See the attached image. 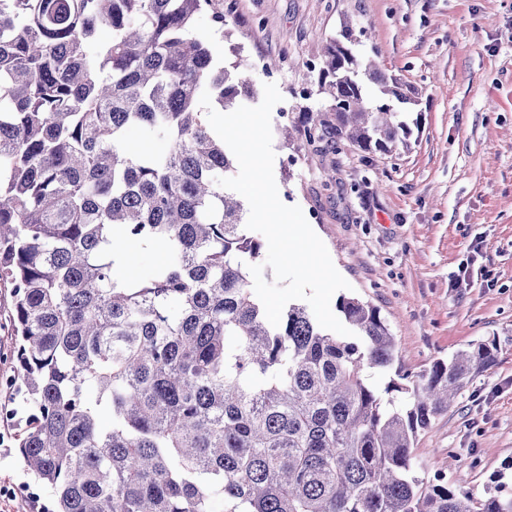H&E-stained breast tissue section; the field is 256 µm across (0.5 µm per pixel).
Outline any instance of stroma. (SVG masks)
<instances>
[{"mask_svg":"<svg viewBox=\"0 0 512 512\" xmlns=\"http://www.w3.org/2000/svg\"><path fill=\"white\" fill-rule=\"evenodd\" d=\"M198 32L253 85L276 84L283 108L327 110L315 94L326 39L366 30L411 103L407 148L395 154L288 146L273 133L279 196L299 206L350 293L389 324L402 368L417 372L493 340L492 366L474 373L417 443L428 474L480 495L512 494V0H218ZM310 98H302L303 90ZM12 423L0 421V512H48L51 492L27 475ZM456 462H449V452Z\"/></svg>","mask_w":512,"mask_h":512,"instance_id":"35a3bbf8","label":"stroma"}]
</instances>
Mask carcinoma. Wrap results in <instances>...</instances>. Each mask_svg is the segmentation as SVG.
Listing matches in <instances>:
<instances>
[{
    "label": "carcinoma",
    "instance_id": "1",
    "mask_svg": "<svg viewBox=\"0 0 512 512\" xmlns=\"http://www.w3.org/2000/svg\"><path fill=\"white\" fill-rule=\"evenodd\" d=\"M211 4L0 0V285L28 406L10 417L50 512H512V494L431 479L415 453L496 343L399 367L384 399L364 370L399 358L375 306L339 299L347 336L301 305L268 322L248 272L262 244L216 183L235 157L199 104L247 97L195 28ZM352 43L327 42L317 93L336 144L391 154L408 146L395 105L410 97ZM280 117L309 142L329 128L309 109ZM148 246L165 260L125 275Z\"/></svg>",
    "mask_w": 512,
    "mask_h": 512
}]
</instances>
